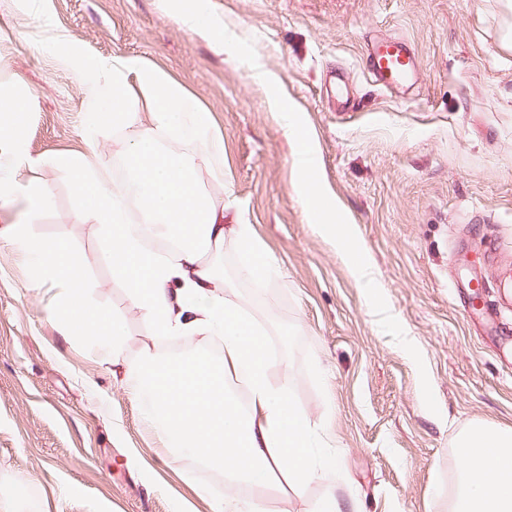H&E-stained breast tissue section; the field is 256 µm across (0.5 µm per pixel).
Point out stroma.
I'll list each match as a JSON object with an SVG mask.
<instances>
[{"label":"stroma","mask_w":512,"mask_h":512,"mask_svg":"<svg viewBox=\"0 0 512 512\" xmlns=\"http://www.w3.org/2000/svg\"><path fill=\"white\" fill-rule=\"evenodd\" d=\"M231 40L222 50L163 0H0V83L29 97L20 185L49 194L39 235L70 237L127 333L124 358L160 339L114 278L96 224L79 212L54 155L85 149L87 103L59 45L88 58L156 67L211 116L223 179L198 181L252 225L280 276L255 300L226 241L231 297L279 353L270 381L302 409L337 481L295 490L216 480L191 456L169 463L120 376L64 340L50 318L57 286L35 284L9 229L22 198L0 205V512H212L231 497L268 512H313L327 493L360 512H448L458 438L475 424L512 430V312H484L512 269V13L501 0H208ZM379 36L407 39L418 82L389 91L370 75ZM264 70L316 141L319 175L378 288L371 306L335 242L294 186V145L267 108Z\"/></svg>","instance_id":"stroma-1"}]
</instances>
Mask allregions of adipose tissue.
<instances>
[{"label":"adipose tissue","mask_w":512,"mask_h":512,"mask_svg":"<svg viewBox=\"0 0 512 512\" xmlns=\"http://www.w3.org/2000/svg\"><path fill=\"white\" fill-rule=\"evenodd\" d=\"M82 80L88 104L86 149L54 162L73 179L83 216L98 224L112 272L126 280L144 321L160 335L207 334L223 343L219 373L195 360L146 353L123 381L142 418L172 459L193 455L221 469L233 483L261 484L284 474L295 489L334 477L336 459L322 458L306 414L270 384L267 342L247 312L227 300L219 263L226 237H234L241 272L267 279L275 264L262 257L251 225L226 223L227 206L202 194L197 172L220 154L207 112L178 83L151 64L123 56L93 60L75 48L62 52ZM268 106L296 144V184L335 240L352 275L372 289L358 244L336 222V205L318 181L314 149L299 134L297 112L277 92ZM146 123H139V113ZM128 127L123 159L137 188V206L155 237L179 243L176 261L147 254L138 228L126 221V186L112 182L98 160L96 134L106 122ZM192 152H166L167 142ZM147 260L144 276L135 267ZM459 477L452 512H512V431L471 426L459 442Z\"/></svg>","instance_id":"obj_1"}]
</instances>
